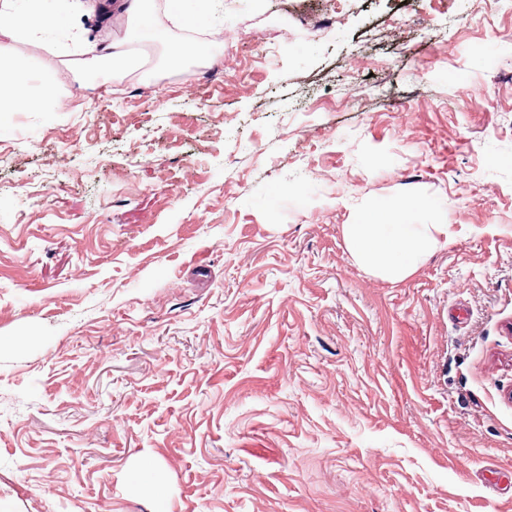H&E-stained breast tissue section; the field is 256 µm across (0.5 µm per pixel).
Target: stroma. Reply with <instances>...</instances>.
Listing matches in <instances>:
<instances>
[{
    "instance_id": "35a3bbf8",
    "label": "stroma",
    "mask_w": 512,
    "mask_h": 512,
    "mask_svg": "<svg viewBox=\"0 0 512 512\" xmlns=\"http://www.w3.org/2000/svg\"><path fill=\"white\" fill-rule=\"evenodd\" d=\"M214 30L80 105L16 46L58 109L0 115V512H512V0ZM408 198L450 238L392 282L343 227Z\"/></svg>"
}]
</instances>
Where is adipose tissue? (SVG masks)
Returning a JSON list of instances; mask_svg holds the SVG:
<instances>
[{
  "mask_svg": "<svg viewBox=\"0 0 512 512\" xmlns=\"http://www.w3.org/2000/svg\"><path fill=\"white\" fill-rule=\"evenodd\" d=\"M153 0H121L119 7L134 26L120 40L103 46L88 45L82 32L71 25L72 16L85 10L84 0H59L49 8L48 0H0V112H50L55 74L36 69L16 55V42L61 34L83 47L80 72L90 85L112 83L116 73L138 69L149 58V47H165L177 60L204 58L212 43L206 41L168 42L163 31L149 20ZM223 6V0H166L165 10L172 23L184 27L207 26ZM399 202H381L377 219L344 225V237L355 260L385 279L398 281L409 276L423 255L447 237L444 224H391L387 218Z\"/></svg>",
  "mask_w": 512,
  "mask_h": 512,
  "instance_id": "1",
  "label": "adipose tissue"
}]
</instances>
